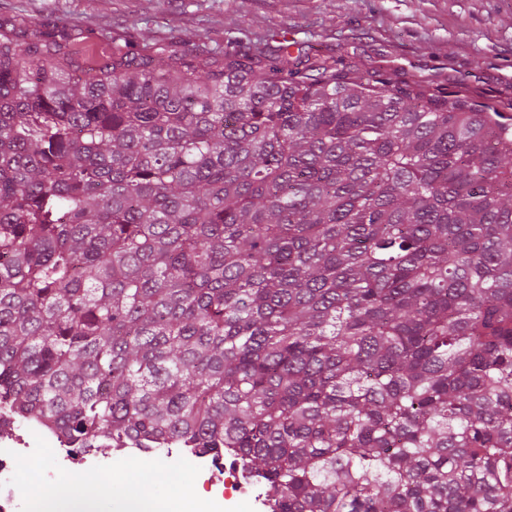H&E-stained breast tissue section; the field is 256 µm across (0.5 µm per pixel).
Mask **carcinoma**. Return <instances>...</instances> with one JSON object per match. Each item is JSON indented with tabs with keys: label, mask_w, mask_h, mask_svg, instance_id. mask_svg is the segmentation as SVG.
Returning <instances> with one entry per match:
<instances>
[{
	"label": "carcinoma",
	"mask_w": 512,
	"mask_h": 512,
	"mask_svg": "<svg viewBox=\"0 0 512 512\" xmlns=\"http://www.w3.org/2000/svg\"><path fill=\"white\" fill-rule=\"evenodd\" d=\"M0 33V402L237 456L273 512H512V127L312 55Z\"/></svg>",
	"instance_id": "cac0c4a2"
}]
</instances>
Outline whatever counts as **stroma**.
Returning a JSON list of instances; mask_svg holds the SVG:
<instances>
[{
	"label": "stroma",
	"instance_id": "obj_1",
	"mask_svg": "<svg viewBox=\"0 0 512 512\" xmlns=\"http://www.w3.org/2000/svg\"><path fill=\"white\" fill-rule=\"evenodd\" d=\"M58 18L85 31L79 63L112 56V39L247 46L280 32L361 66L454 87L476 101L512 100V0H0V22Z\"/></svg>",
	"mask_w": 512,
	"mask_h": 512
}]
</instances>
